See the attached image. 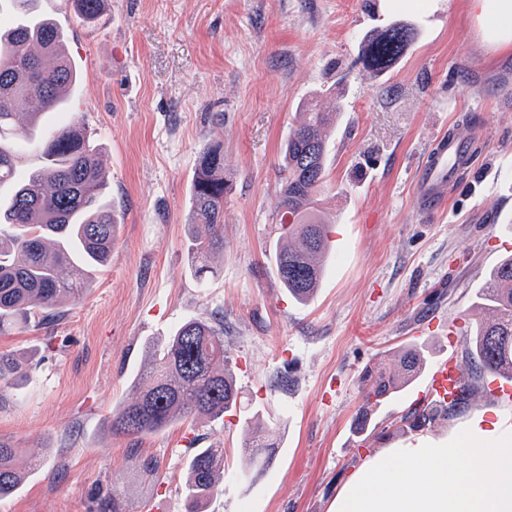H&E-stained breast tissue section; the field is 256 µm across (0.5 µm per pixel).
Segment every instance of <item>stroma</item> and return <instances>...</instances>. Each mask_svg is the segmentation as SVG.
Wrapping results in <instances>:
<instances>
[{"instance_id": "1", "label": "stroma", "mask_w": 512, "mask_h": 512, "mask_svg": "<svg viewBox=\"0 0 512 512\" xmlns=\"http://www.w3.org/2000/svg\"><path fill=\"white\" fill-rule=\"evenodd\" d=\"M66 31L84 74L73 105L100 145L119 216L112 258L54 322L0 333L24 371L0 388V440L48 445L0 512H183L186 442L224 448V487L208 512H331L343 486L384 448L450 439L473 418L512 428V409L478 395L426 433L401 418L424 405L417 380L352 425L366 373L393 371L417 346L466 363L480 317L473 293L512 255V56L489 58L463 0H106L96 26L71 0H37ZM415 37L388 71L361 62L365 34ZM340 104L318 207L333 224L315 296L296 301L274 263L277 163L304 101ZM466 126L470 167L446 207L421 214L412 181L440 129ZM224 142L233 188L224 252L197 278L188 232L202 146ZM465 316L454 334L445 322ZM224 325L237 409L156 433L112 434L138 395L153 344L185 321ZM266 430L270 463L250 477L241 447Z\"/></svg>"}]
</instances>
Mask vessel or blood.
Returning a JSON list of instances; mask_svg holds the SVG:
<instances>
[{
	"label": "vessel or blood",
	"mask_w": 512,
	"mask_h": 512,
	"mask_svg": "<svg viewBox=\"0 0 512 512\" xmlns=\"http://www.w3.org/2000/svg\"><path fill=\"white\" fill-rule=\"evenodd\" d=\"M435 147L427 163L416 175L413 193L419 208L433 213L440 210L448 195V186L457 171L469 162L468 142L462 135L438 132ZM465 370L448 358L438 359L427 380L429 399L437 405L448 404L460 390ZM489 396L503 406H512V370L501 369L489 384Z\"/></svg>",
	"instance_id": "obj_1"
}]
</instances>
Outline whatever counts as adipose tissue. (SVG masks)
Segmentation results:
<instances>
[{
  "instance_id": "ef3b65f1",
  "label": "adipose tissue",
  "mask_w": 512,
  "mask_h": 512,
  "mask_svg": "<svg viewBox=\"0 0 512 512\" xmlns=\"http://www.w3.org/2000/svg\"><path fill=\"white\" fill-rule=\"evenodd\" d=\"M477 35L489 55H512V0H465Z\"/></svg>"
}]
</instances>
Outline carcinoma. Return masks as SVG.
I'll use <instances>...</instances> for the list:
<instances>
[{"label":"carcinoma","instance_id":"carcinoma-1","mask_svg":"<svg viewBox=\"0 0 512 512\" xmlns=\"http://www.w3.org/2000/svg\"><path fill=\"white\" fill-rule=\"evenodd\" d=\"M32 2L13 0L14 18L6 26L0 24V141H27L43 114L61 106L83 79L67 58L60 26L32 10ZM74 2L85 22L96 21L104 10V0ZM412 40L408 30L397 27L373 34L366 39L362 62L383 72ZM335 129L336 110L325 112L309 102L281 151L279 215L290 224L275 265L281 284L299 302L319 288L329 257L328 218L314 203ZM41 152L44 165L20 178L15 152L0 146V185L11 187L9 196L0 200V331L15 323H46L61 304L80 300L92 274L108 263L115 242L118 216L106 201L102 154L79 117L45 137ZM231 190L224 175V146L214 139L199 151L191 190L195 274L200 277L211 272V257L224 251V201ZM476 308L486 318L470 338L475 368L468 370L461 396L444 408L427 404L409 411L407 429L423 431L434 425L484 392L482 375L512 365V257L490 272ZM423 365L420 351L407 348L398 356L396 371L365 374L355 431L364 432L373 407L412 380ZM21 371L19 359L0 353L1 384ZM138 389L134 401L112 414L113 434L142 435L180 419L224 417L237 406L238 390L228 368L223 330L197 319L184 322L152 348L148 365L139 373ZM268 447L260 432L245 443L257 473L269 464ZM40 463V458L26 457L0 441V500L12 496ZM223 481L224 449H191L182 485L186 512H205L221 494Z\"/></svg>","mask_w":512,"mask_h":512}]
</instances>
